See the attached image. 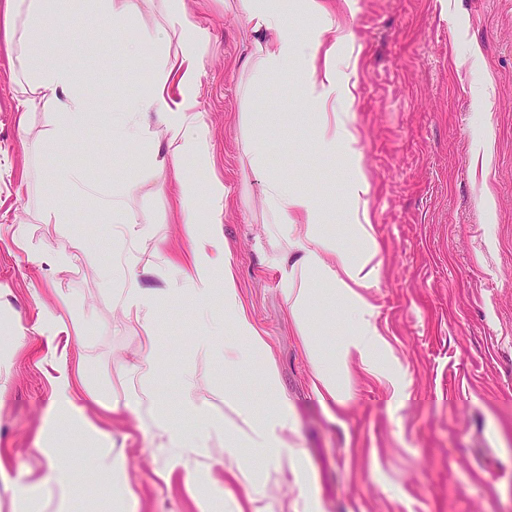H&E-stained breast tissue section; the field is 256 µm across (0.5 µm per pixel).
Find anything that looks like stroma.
Listing matches in <instances>:
<instances>
[{"instance_id": "1", "label": "stroma", "mask_w": 512, "mask_h": 512, "mask_svg": "<svg viewBox=\"0 0 512 512\" xmlns=\"http://www.w3.org/2000/svg\"><path fill=\"white\" fill-rule=\"evenodd\" d=\"M347 34L338 52L349 59L351 125L359 161L346 149L318 146L320 108L302 70L289 64L263 76L245 68L256 36L238 0H190L210 39L197 75V107L214 144L211 165L184 158L186 179L205 191L224 183V239L236 259L241 296L266 336L280 392L295 420L291 444L306 464L298 484L291 469L267 466L264 498L244 512H299L302 493L320 512H512V0H325ZM159 5L143 6L131 23L110 22L86 0H70L58 47L74 63L94 104V117L61 143L49 137L50 102L27 116L15 110L24 85L0 43V512H15L27 488L55 512V485L40 453L62 353L81 352L84 388L76 398L128 457L136 512H197L184 470L161 480L166 439L108 409L148 391L178 416L180 383L193 371L210 412L226 421L233 391L262 405L257 372L228 373L223 360L196 351V303L179 292L181 277L159 263L182 239L181 215L152 158L179 142L148 121L134 144L112 133L142 83L156 74L163 50L144 41L130 58L125 44L164 25ZM267 147V169L254 171L249 137ZM370 185L368 217L378 245L379 280L370 289L375 321L387 341V364L408 397L392 401L382 379L352 368V400L329 413L310 390L311 367L284 305L283 273L274 265L266 207L268 177L313 198L323 222L345 247L359 249L349 226L353 164ZM121 195L149 235L120 248L112 210ZM73 254L66 268L37 267L29 253ZM112 285H99L103 273ZM158 290L164 304L149 326L128 321L120 290L131 274ZM316 290L317 332L333 351L350 329L346 310ZM73 301L88 333L43 323L59 296ZM155 338L158 378L133 368L138 338ZM60 446L75 475L69 512H116L93 465L96 451L78 435Z\"/></svg>"}]
</instances>
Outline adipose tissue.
Segmentation results:
<instances>
[{"mask_svg":"<svg viewBox=\"0 0 512 512\" xmlns=\"http://www.w3.org/2000/svg\"><path fill=\"white\" fill-rule=\"evenodd\" d=\"M63 0H0V36L4 37L12 68L20 74L29 91L18 99L16 109L29 111L35 96L54 100L56 112L49 134L61 140L76 127L84 125L91 116V108L82 86L78 83L70 61L58 55L43 41L41 33L47 27L62 24ZM254 33L258 34L254 67L263 73H275L296 58L302 63L305 79L314 99L323 106L318 138L323 150L336 146H351L355 138L346 125L345 113L335 105L346 94L340 80V71L334 65L336 47L344 36L335 23L328 20V12L321 0H300L302 10L322 17V24L311 32L308 42L297 39L294 30L284 19L279 0H240ZM166 25L155 30L151 39L160 44L177 41L175 51L164 52L163 62L154 81L141 89L121 112L117 123L119 138L137 140L143 121L148 115L158 116L180 139L185 154L198 161H207L212 143L208 128L196 111V74L200 67V49L208 41V34L191 19L185 0H163ZM325 66H318V59ZM173 176L179 187V207L184 223V238L188 244L185 254H162L164 263L178 268L183 276L184 291L197 302L207 301L214 291L224 297V319L237 333L236 340L217 345V328L204 329L195 338L198 350L209 354L221 351L225 370L239 372L246 369L254 357L267 354L268 343L256 328L239 291L235 259L224 242V185L213 181L207 186L210 201L206 227L197 225L196 191L182 173L181 162H174ZM266 203L273 221L275 244L281 254L295 255L296 261L283 279L282 295L301 338L311 366V390L327 409L344 410L351 393L346 385L351 365L376 374L383 373L394 385L392 398L403 401V390L397 389V376L381 372L377 353L384 340L374 322V310L364 294L374 287L378 266L374 259L378 249L372 241L367 225H353V233L366 240L360 254H353L330 235L320 224L316 204L307 197L289 191L280 181L267 182ZM329 286L334 299L344 303L355 317L354 328L336 349L333 357H325L314 337L308 317L315 299L314 283ZM261 381L270 399L260 413H253L247 400H231L240 418L228 425L214 419L207 403L197 391L193 374H186L180 399L184 416L195 420L194 428L181 422L154 414L151 398L139 396L126 399L124 411L140 416L150 415L153 428L166 436L173 453L166 462L163 476H170L176 467L192 466V480L201 493L196 500L197 512H214L216 503H225L228 512H237L239 504L228 488L219 486L209 471L195 468L201 458H212V435L224 438L223 454L234 461L239 475L245 476L244 486L248 500L260 499L265 486L255 475L257 464L289 465L297 481H304L305 468L301 455L292 448L288 436L294 430L292 410L278 392V372L273 363H266ZM76 372L69 359H62L53 383L52 412L44 432L43 453L48 459L54 480L60 489H67L73 481L70 468L59 462L57 440L61 434L77 433L94 443L98 450L95 466L105 482L119 491L124 512H129L136 498L126 478V456L123 451L110 448L108 436L75 404ZM256 449L260 459L252 461L241 457L240 448Z\"/></svg>","mask_w":512,"mask_h":512,"instance_id":"obj_1","label":"adipose tissue"}]
</instances>
